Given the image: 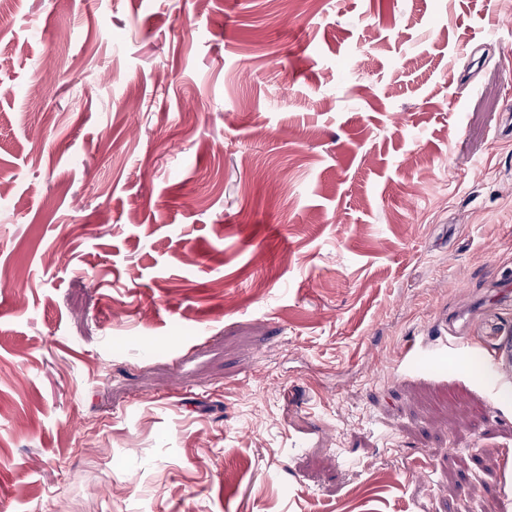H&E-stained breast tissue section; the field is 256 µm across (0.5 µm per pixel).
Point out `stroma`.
Instances as JSON below:
<instances>
[{
	"mask_svg": "<svg viewBox=\"0 0 512 512\" xmlns=\"http://www.w3.org/2000/svg\"><path fill=\"white\" fill-rule=\"evenodd\" d=\"M1 54L0 512H512V0H10Z\"/></svg>",
	"mask_w": 512,
	"mask_h": 512,
	"instance_id": "35a3bbf8",
	"label": "stroma"
}]
</instances>
